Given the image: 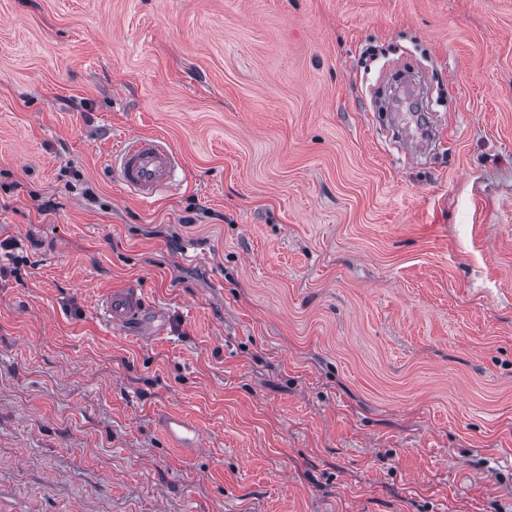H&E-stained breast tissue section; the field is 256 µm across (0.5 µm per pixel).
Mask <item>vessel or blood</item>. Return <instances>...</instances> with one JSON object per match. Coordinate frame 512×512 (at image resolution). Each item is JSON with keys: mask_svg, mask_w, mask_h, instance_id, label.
Segmentation results:
<instances>
[{"mask_svg": "<svg viewBox=\"0 0 512 512\" xmlns=\"http://www.w3.org/2000/svg\"><path fill=\"white\" fill-rule=\"evenodd\" d=\"M114 155L120 183L141 201H153L158 191L170 185L178 166L175 150L164 139L151 135H133L121 141ZM144 299L138 288L129 287L111 293L102 310L109 322L125 323L140 314ZM161 427L167 440L177 448L192 453L201 446L199 428L184 416L166 413Z\"/></svg>", "mask_w": 512, "mask_h": 512, "instance_id": "obj_1", "label": "vessel or blood"}]
</instances>
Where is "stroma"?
I'll return each instance as SVG.
<instances>
[{
	"label": "stroma",
	"mask_w": 512,
	"mask_h": 512,
	"mask_svg": "<svg viewBox=\"0 0 512 512\" xmlns=\"http://www.w3.org/2000/svg\"><path fill=\"white\" fill-rule=\"evenodd\" d=\"M5 239L0 512H512V0H0ZM113 155L120 183L143 202L153 201L158 191L174 181L177 153L162 138L145 134L127 137ZM143 307V296L135 287L111 293L102 303V310L108 321L121 325L131 317L139 315ZM160 421L164 435L176 448L193 453L201 447L200 429L186 417L166 413Z\"/></svg>",
	"instance_id": "1"
}]
</instances>
